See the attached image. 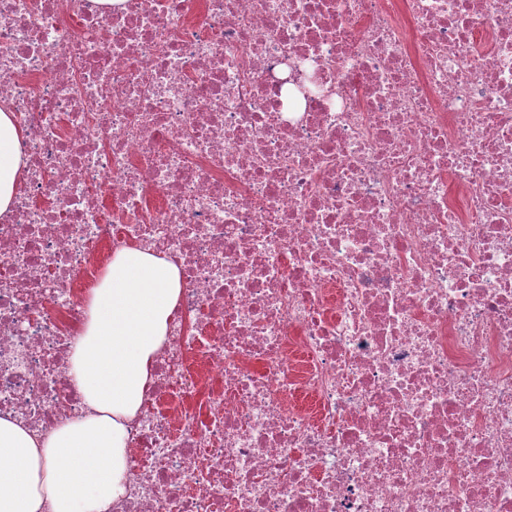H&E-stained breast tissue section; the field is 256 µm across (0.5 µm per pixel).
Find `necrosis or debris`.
Returning a JSON list of instances; mask_svg holds the SVG:
<instances>
[{
  "instance_id": "necrosis-or-debris-1",
  "label": "necrosis or debris",
  "mask_w": 512,
  "mask_h": 512,
  "mask_svg": "<svg viewBox=\"0 0 512 512\" xmlns=\"http://www.w3.org/2000/svg\"><path fill=\"white\" fill-rule=\"evenodd\" d=\"M0 108L1 415L180 271L112 512H512V0H0ZM22 136L12 113L0 110V218L10 214L13 195L22 179Z\"/></svg>"
}]
</instances>
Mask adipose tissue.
Instances as JSON below:
<instances>
[{
    "label": "adipose tissue",
    "mask_w": 512,
    "mask_h": 512,
    "mask_svg": "<svg viewBox=\"0 0 512 512\" xmlns=\"http://www.w3.org/2000/svg\"><path fill=\"white\" fill-rule=\"evenodd\" d=\"M22 136L0 110V218L22 179ZM180 290L169 258L135 246L113 255L70 359L81 415L42 436L0 415V512H110L127 494V424L144 404Z\"/></svg>",
    "instance_id": "obj_1"
}]
</instances>
